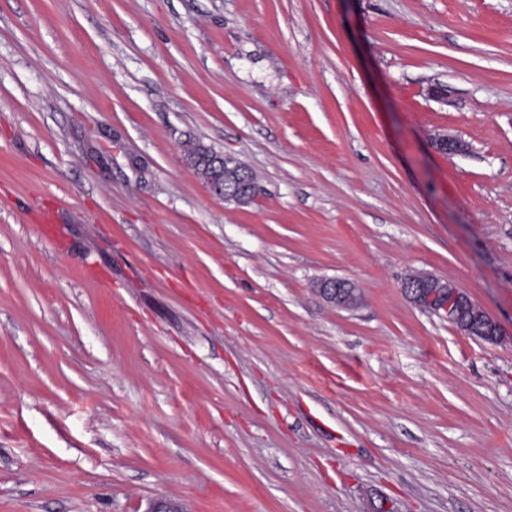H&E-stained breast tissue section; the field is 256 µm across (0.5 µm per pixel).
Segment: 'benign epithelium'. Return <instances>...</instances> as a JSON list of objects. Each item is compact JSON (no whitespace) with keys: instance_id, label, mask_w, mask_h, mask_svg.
Here are the masks:
<instances>
[{"instance_id":"7a95c632","label":"benign epithelium","mask_w":512,"mask_h":512,"mask_svg":"<svg viewBox=\"0 0 512 512\" xmlns=\"http://www.w3.org/2000/svg\"><path fill=\"white\" fill-rule=\"evenodd\" d=\"M440 151L463 153L468 146L455 138L443 136L436 141ZM231 156L212 164L208 187L213 196L226 203L248 205L257 197L258 182L252 170L242 163H229ZM402 290L418 308L434 313L455 326L461 333L485 341L497 342L502 333L498 324L469 296L450 281H441L429 275H412L405 279ZM318 292L330 304L351 310L361 303L356 286L345 279H325L318 284Z\"/></svg>"}]
</instances>
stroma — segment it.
<instances>
[{
  "label": "stroma",
  "mask_w": 512,
  "mask_h": 512,
  "mask_svg": "<svg viewBox=\"0 0 512 512\" xmlns=\"http://www.w3.org/2000/svg\"><path fill=\"white\" fill-rule=\"evenodd\" d=\"M161 497L512 512V0H0V512ZM233 156L224 154V161L212 164L208 187L213 196L225 203L248 205L257 197L258 182L252 170L243 163L228 162ZM402 290L415 306L436 314L465 335L490 342H497L502 336L498 324L450 281L412 275L405 279ZM317 290L328 303L340 309H355L361 303V294L358 289L352 282L345 279L322 280Z\"/></svg>",
  "instance_id": "1"
}]
</instances>
